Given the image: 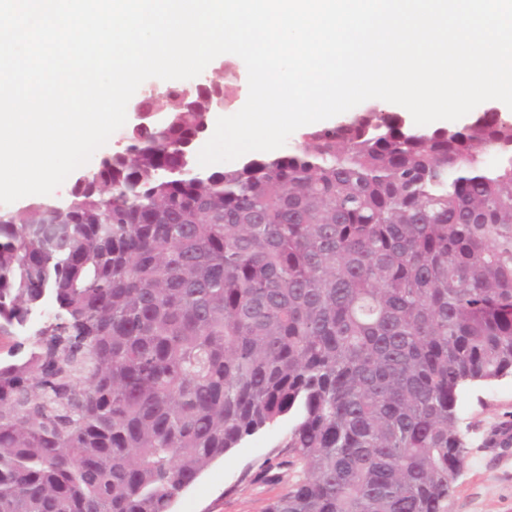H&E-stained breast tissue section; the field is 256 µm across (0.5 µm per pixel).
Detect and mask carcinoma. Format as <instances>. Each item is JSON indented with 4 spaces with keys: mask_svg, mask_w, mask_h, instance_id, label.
<instances>
[{
    "mask_svg": "<svg viewBox=\"0 0 512 512\" xmlns=\"http://www.w3.org/2000/svg\"><path fill=\"white\" fill-rule=\"evenodd\" d=\"M233 72L0 210V512H171L291 415L264 512H448L466 382L512 374V121L378 105L221 169L192 143ZM512 446V423L485 437ZM386 110L391 112L398 113L399 116L402 117L403 120L406 121L407 125L413 126V127H440V126H453V125H463L465 123L470 122L478 112L483 111L484 109L488 108H494L496 111L501 114L502 118L512 120V109H509L504 103L497 102L494 100H489L486 102L481 103L477 107H475L470 113H468L466 116L462 117L461 119L457 121H436L434 123H431L429 125L425 126H418L413 122L411 114L403 107L392 104V103H380ZM51 316H52V309L50 307H44L41 310L35 312L30 317L28 322L24 326L20 327L18 332L22 336H17L16 329H15L12 340H10V341L3 340L2 344H1V340H0V358H2V360L8 359L9 358L8 352L10 350V347L13 346L14 344L15 345L21 344L22 347L23 346L27 347L28 340H30L33 337L32 336L33 334L37 333L38 329L41 327L43 322L46 319L50 318ZM14 336L20 337L26 341H22ZM19 342H22V343H19Z\"/></svg>",
    "mask_w": 512,
    "mask_h": 512,
    "instance_id": "cac0c4a2",
    "label": "carcinoma"
}]
</instances>
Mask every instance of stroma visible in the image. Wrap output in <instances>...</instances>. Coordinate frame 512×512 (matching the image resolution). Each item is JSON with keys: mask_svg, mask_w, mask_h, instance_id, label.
<instances>
[{"mask_svg": "<svg viewBox=\"0 0 512 512\" xmlns=\"http://www.w3.org/2000/svg\"><path fill=\"white\" fill-rule=\"evenodd\" d=\"M458 427L464 436H485L497 423L512 421V375L465 386L457 401ZM290 424L281 420L230 449L175 501L173 512H262L284 484L249 483L246 471L274 456ZM458 472L448 512H512V447L473 448Z\"/></svg>", "mask_w": 512, "mask_h": 512, "instance_id": "1", "label": "stroma"}]
</instances>
